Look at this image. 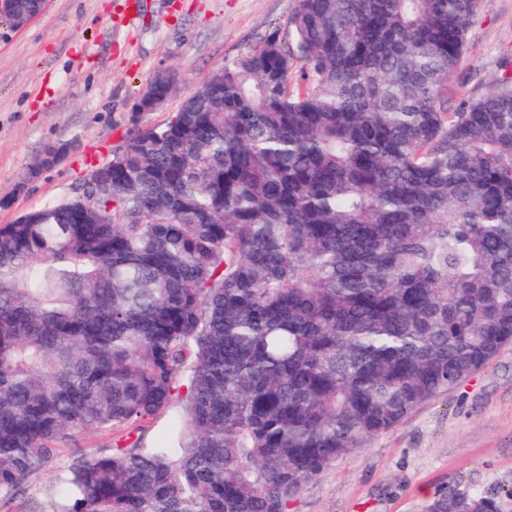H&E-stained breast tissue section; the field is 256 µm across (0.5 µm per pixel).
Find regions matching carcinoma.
<instances>
[{"label":"carcinoma","mask_w":512,"mask_h":512,"mask_svg":"<svg viewBox=\"0 0 512 512\" xmlns=\"http://www.w3.org/2000/svg\"><path fill=\"white\" fill-rule=\"evenodd\" d=\"M479 2L296 0L111 179L0 226V509L290 512L512 345V76L448 108Z\"/></svg>","instance_id":"cac0c4a2"}]
</instances>
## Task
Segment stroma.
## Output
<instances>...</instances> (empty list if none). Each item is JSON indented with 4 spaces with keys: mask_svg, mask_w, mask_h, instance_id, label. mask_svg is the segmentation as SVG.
I'll use <instances>...</instances> for the list:
<instances>
[{
    "mask_svg": "<svg viewBox=\"0 0 512 512\" xmlns=\"http://www.w3.org/2000/svg\"><path fill=\"white\" fill-rule=\"evenodd\" d=\"M296 0H47L27 26L0 18V225L72 194L90 166L136 127L163 122L210 73L274 31ZM180 72L167 103L136 112L140 88ZM512 74V0H480L452 78L465 98ZM48 143L62 162L24 190L18 174ZM460 487H512V347L391 430L338 459L297 495L292 512H424Z\"/></svg>",
    "mask_w": 512,
    "mask_h": 512,
    "instance_id": "obj_1",
    "label": "stroma"
}]
</instances>
